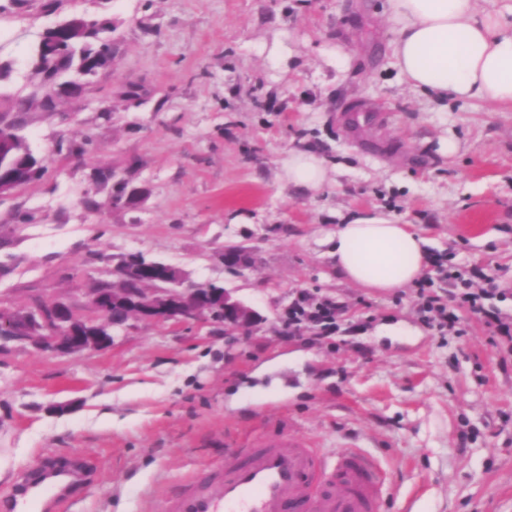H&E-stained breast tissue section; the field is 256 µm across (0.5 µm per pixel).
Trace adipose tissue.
<instances>
[{
    "instance_id": "1",
    "label": "adipose tissue",
    "mask_w": 512,
    "mask_h": 512,
    "mask_svg": "<svg viewBox=\"0 0 512 512\" xmlns=\"http://www.w3.org/2000/svg\"><path fill=\"white\" fill-rule=\"evenodd\" d=\"M481 0H385L394 25L393 64L410 86L438 100L512 106V0L497 9ZM289 184L304 193L327 181L316 153L289 152ZM348 281L384 291L416 283L428 267L426 239L408 224L357 219L323 240Z\"/></svg>"
}]
</instances>
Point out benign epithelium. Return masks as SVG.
Masks as SVG:
<instances>
[{
	"instance_id": "1",
	"label": "benign epithelium",
	"mask_w": 512,
	"mask_h": 512,
	"mask_svg": "<svg viewBox=\"0 0 512 512\" xmlns=\"http://www.w3.org/2000/svg\"><path fill=\"white\" fill-rule=\"evenodd\" d=\"M73 17L51 28L41 40H65L80 24ZM224 264L238 272L249 268L250 257L242 247L224 249ZM151 270L155 287L136 292L129 288H96L89 298L91 315L81 317L58 301H45L36 306L33 319L7 309H0V342L9 339L25 342L33 348L58 356L82 354L110 347L115 337L127 327L128 319H113L111 311L121 309L128 315L157 322L183 323L209 321L221 317L224 335L229 341L239 339L241 330L255 325L261 315L252 306L236 298L226 288H203L188 283L180 270L165 263L150 261L144 264L123 263L112 270L121 280L133 278Z\"/></svg>"
}]
</instances>
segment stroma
Here are the masks:
<instances>
[{
	"mask_svg": "<svg viewBox=\"0 0 512 512\" xmlns=\"http://www.w3.org/2000/svg\"><path fill=\"white\" fill-rule=\"evenodd\" d=\"M75 14L112 21L116 58L48 112L31 101L38 47ZM393 37L381 0H0V101L30 99L18 132L45 166L0 198V308L86 312L140 253L262 316L232 345L220 324L133 318L79 356L0 346V499L80 455L99 475L71 512H163L183 477L285 430L374 456L383 512H512V342L464 310V335L441 334L416 287H359L317 243L355 218L413 225L512 312V108L412 90ZM353 109L377 115L358 142ZM299 147L330 165L319 192L284 176ZM117 177L136 202L111 204ZM228 245L251 251L247 271L225 266ZM303 294L340 307L336 332L289 333ZM394 323L407 335H378Z\"/></svg>",
	"mask_w": 512,
	"mask_h": 512,
	"instance_id": "obj_1",
	"label": "stroma"
}]
</instances>
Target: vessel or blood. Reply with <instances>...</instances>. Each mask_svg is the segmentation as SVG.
Segmentation results:
<instances>
[{
	"label": "vessel or blood",
	"mask_w": 512,
	"mask_h": 512,
	"mask_svg": "<svg viewBox=\"0 0 512 512\" xmlns=\"http://www.w3.org/2000/svg\"><path fill=\"white\" fill-rule=\"evenodd\" d=\"M96 469L87 461L35 468L0 503L5 512H68ZM390 476L362 451L328 455L281 433L233 448L224 463L182 484L166 512H382Z\"/></svg>",
	"instance_id": "b4317fda"
}]
</instances>
